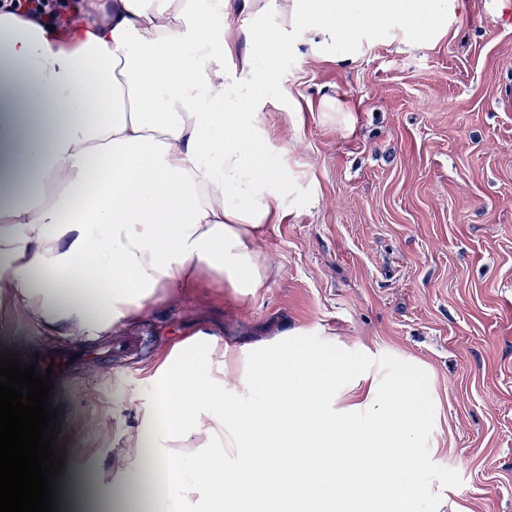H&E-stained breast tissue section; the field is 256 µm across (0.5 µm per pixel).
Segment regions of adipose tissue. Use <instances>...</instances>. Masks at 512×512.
I'll use <instances>...</instances> for the list:
<instances>
[{
    "label": "adipose tissue",
    "mask_w": 512,
    "mask_h": 512,
    "mask_svg": "<svg viewBox=\"0 0 512 512\" xmlns=\"http://www.w3.org/2000/svg\"><path fill=\"white\" fill-rule=\"evenodd\" d=\"M69 38L0 15V299L49 335L101 336L217 279L247 296L257 243L291 191L266 158L253 88L302 45L343 64L378 40H442L460 0H83ZM233 18L251 44L240 55ZM240 58L239 66L226 60ZM356 373L335 338L284 331L256 353L199 330L174 345L124 429L108 483L69 474L114 512H413L399 465L430 422L404 376ZM256 398L245 408L238 389ZM233 456L225 466V456Z\"/></svg>",
    "instance_id": "obj_1"
}]
</instances>
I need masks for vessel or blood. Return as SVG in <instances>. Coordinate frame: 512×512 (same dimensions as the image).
<instances>
[{
    "mask_svg": "<svg viewBox=\"0 0 512 512\" xmlns=\"http://www.w3.org/2000/svg\"><path fill=\"white\" fill-rule=\"evenodd\" d=\"M147 337L104 338L100 342L87 346L83 354H76L67 346L57 345L44 347L39 351L38 371H51L54 387L50 392L52 401H59L69 381L74 379L84 359L111 360L120 357L131 362L142 355L147 349Z\"/></svg>",
    "mask_w": 512,
    "mask_h": 512,
    "instance_id": "vessel-or-blood-1",
    "label": "vessel or blood"
}]
</instances>
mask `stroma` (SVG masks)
Masks as SVG:
<instances>
[{
  "mask_svg": "<svg viewBox=\"0 0 512 512\" xmlns=\"http://www.w3.org/2000/svg\"><path fill=\"white\" fill-rule=\"evenodd\" d=\"M463 4L433 46L378 42L349 64L303 46L281 57L277 92L257 93L293 183L286 218L259 241L269 280L245 298L206 283L116 328L152 346L136 367L93 364L70 383L65 471L111 480L99 464L178 339L206 328L251 349L301 327L313 344L335 335L360 372L428 373L432 420L409 475L418 512H512V25L497 24L495 0ZM0 330L19 356L46 340L5 303Z\"/></svg>",
  "mask_w": 512,
  "mask_h": 512,
  "instance_id": "35a3bbf8",
  "label": "stroma"
}]
</instances>
